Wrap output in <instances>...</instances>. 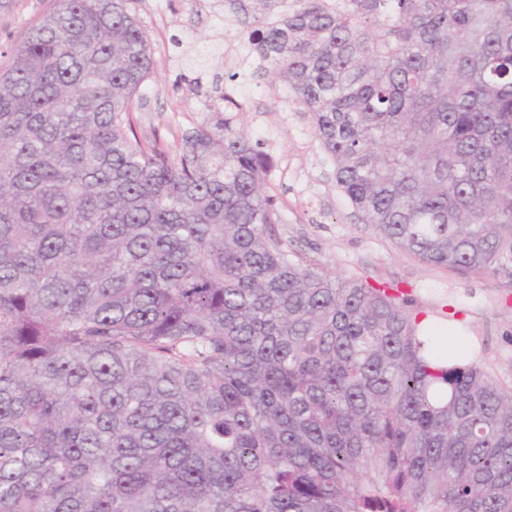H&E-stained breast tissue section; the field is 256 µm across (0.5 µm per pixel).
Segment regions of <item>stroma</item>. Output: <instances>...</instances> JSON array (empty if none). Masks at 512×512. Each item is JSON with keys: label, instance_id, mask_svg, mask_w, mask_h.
Wrapping results in <instances>:
<instances>
[{"label": "stroma", "instance_id": "1", "mask_svg": "<svg viewBox=\"0 0 512 512\" xmlns=\"http://www.w3.org/2000/svg\"><path fill=\"white\" fill-rule=\"evenodd\" d=\"M55 0H0V71L10 49L49 13ZM151 41L154 72L134 114L139 137L180 147L183 134L223 120L214 82L243 104L233 126L264 140L274 157L270 191L282 216L277 234L290 250L344 277L384 283L412 295L437 332L452 330L481 350L495 377L512 385V287L491 277L422 263L363 224L337 191L332 167L309 117L285 111L278 87L262 78H234L246 55L243 26L229 23L222 0H131Z\"/></svg>", "mask_w": 512, "mask_h": 512}]
</instances>
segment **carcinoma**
<instances>
[{
	"mask_svg": "<svg viewBox=\"0 0 512 512\" xmlns=\"http://www.w3.org/2000/svg\"><path fill=\"white\" fill-rule=\"evenodd\" d=\"M128 2L0 72V512H512V386L290 253L231 119L140 139ZM224 7L364 223L512 286V0Z\"/></svg>",
	"mask_w": 512,
	"mask_h": 512,
	"instance_id": "carcinoma-1",
	"label": "carcinoma"
}]
</instances>
